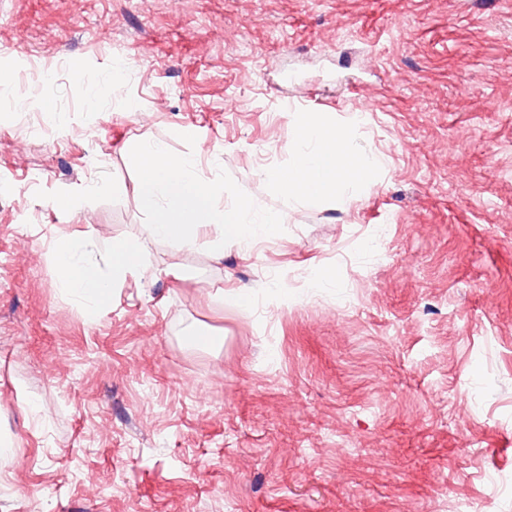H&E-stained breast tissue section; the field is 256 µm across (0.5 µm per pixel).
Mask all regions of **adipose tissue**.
<instances>
[{
  "label": "adipose tissue",
  "instance_id": "obj_1",
  "mask_svg": "<svg viewBox=\"0 0 512 512\" xmlns=\"http://www.w3.org/2000/svg\"><path fill=\"white\" fill-rule=\"evenodd\" d=\"M290 142L291 165L266 174L267 181L289 198L312 202L336 198L349 181L368 180L383 165L381 156L365 157L342 131L315 117L295 124ZM84 251V243L72 238L51 243L61 288L93 314L111 297L117 281L146 270L143 245L130 240H113L102 265L86 260Z\"/></svg>",
  "mask_w": 512,
  "mask_h": 512
}]
</instances>
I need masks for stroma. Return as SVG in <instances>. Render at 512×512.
<instances>
[{
	"mask_svg": "<svg viewBox=\"0 0 512 512\" xmlns=\"http://www.w3.org/2000/svg\"><path fill=\"white\" fill-rule=\"evenodd\" d=\"M34 63L57 75L21 91ZM310 116L383 157L374 185L267 182ZM141 140L283 233L151 239ZM61 236L147 271L88 314ZM506 478L512 0H0V512H512Z\"/></svg>",
	"mask_w": 512,
	"mask_h": 512,
	"instance_id": "1",
	"label": "stroma"
}]
</instances>
